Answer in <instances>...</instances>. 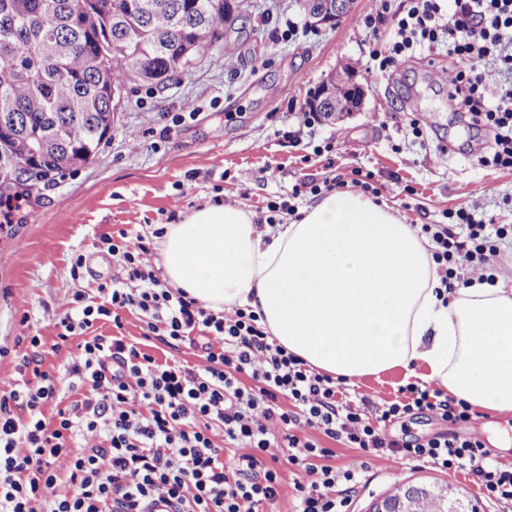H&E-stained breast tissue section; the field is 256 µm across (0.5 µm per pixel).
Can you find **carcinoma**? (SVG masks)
I'll list each match as a JSON object with an SVG mask.
<instances>
[{
  "label": "carcinoma",
  "instance_id": "cac0c4a2",
  "mask_svg": "<svg viewBox=\"0 0 512 512\" xmlns=\"http://www.w3.org/2000/svg\"><path fill=\"white\" fill-rule=\"evenodd\" d=\"M225 0H0V144L14 180L81 167L112 131L111 89L166 85L224 37Z\"/></svg>",
  "mask_w": 512,
  "mask_h": 512
}]
</instances>
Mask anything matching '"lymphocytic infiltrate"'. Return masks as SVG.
<instances>
[{
  "instance_id": "lymphocytic-infiltrate-1",
  "label": "lymphocytic infiltrate",
  "mask_w": 512,
  "mask_h": 512,
  "mask_svg": "<svg viewBox=\"0 0 512 512\" xmlns=\"http://www.w3.org/2000/svg\"><path fill=\"white\" fill-rule=\"evenodd\" d=\"M374 0L361 24L370 36V81L408 65L417 50L447 48L448 99L494 134L484 166L512 171V0ZM371 173L323 176L293 188L377 194ZM458 203L449 224L420 227L446 291L496 269L512 224L477 219ZM101 242L131 287L96 279L49 316L60 341L78 338L65 366L67 393L43 370L39 335L18 337V377L0 380V512H147L165 500L175 512H266L289 496L293 512H351L363 469L336 466L331 439L368 456L393 455L463 474L496 512H512V467L483 440L439 435L387 439L383 424L433 412L464 425L470 407L440 389L411 383L399 397L352 398L349 385L309 367L269 336L254 313L216 312L158 278L152 248L120 232ZM140 312L171 353L156 360L124 336L94 334L103 320ZM205 337L200 363L177 357L193 331Z\"/></svg>"
}]
</instances>
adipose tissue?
Instances as JSON below:
<instances>
[{
    "label": "adipose tissue",
    "mask_w": 512,
    "mask_h": 512,
    "mask_svg": "<svg viewBox=\"0 0 512 512\" xmlns=\"http://www.w3.org/2000/svg\"><path fill=\"white\" fill-rule=\"evenodd\" d=\"M165 280L214 310H252L277 344L355 383L396 368L471 407L512 412V284L449 296L425 240L387 205L331 192L265 229L209 203L158 241Z\"/></svg>",
    "instance_id": "1"
}]
</instances>
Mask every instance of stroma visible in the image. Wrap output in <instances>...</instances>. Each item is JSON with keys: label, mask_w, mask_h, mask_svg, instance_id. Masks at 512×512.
<instances>
[{"label": "stroma", "mask_w": 512, "mask_h": 512, "mask_svg": "<svg viewBox=\"0 0 512 512\" xmlns=\"http://www.w3.org/2000/svg\"><path fill=\"white\" fill-rule=\"evenodd\" d=\"M239 3L229 43H217L210 56L164 86L127 89L112 135L91 164L16 185L40 217L34 224L16 223L11 233L0 231V348L7 351L0 357V379L18 371L12 349L22 318L52 336L48 311L81 286L70 273L74 258L83 257L85 271L101 280L123 279L101 235H151L169 213L184 216L220 192L244 194V207L263 220L271 200L298 209L315 204L313 196L292 194L308 176L329 172L346 180L360 169L373 174L380 202L404 223L442 224L446 211L474 200L495 223L512 224V173L482 165V133L450 111L447 88L429 78L430 60L445 58V50H418V63L373 84L365 74L369 38L358 23L372 0H354L350 14L321 28L307 23L298 0ZM289 20L298 26L297 37L278 39L275 29ZM345 65L354 70L365 101L359 112L318 125L315 145L332 144L333 152L317 156L312 148L290 146L283 130L296 125L306 101ZM190 104L195 117L172 126V115ZM417 113L433 127L423 145L409 127ZM218 128L219 138L213 135ZM130 130L146 134L135 153L124 141ZM441 139L453 144L444 156L435 152ZM397 182L411 185L414 195L395 196ZM454 433L479 436L498 461L512 465L511 413L477 410L460 428L426 414L385 428L387 438L397 441ZM371 473L370 485L354 499L355 512H370L396 488L431 486L460 490L477 512H492L461 474L395 459L374 462Z\"/></svg>", "instance_id": "obj_1"}]
</instances>
